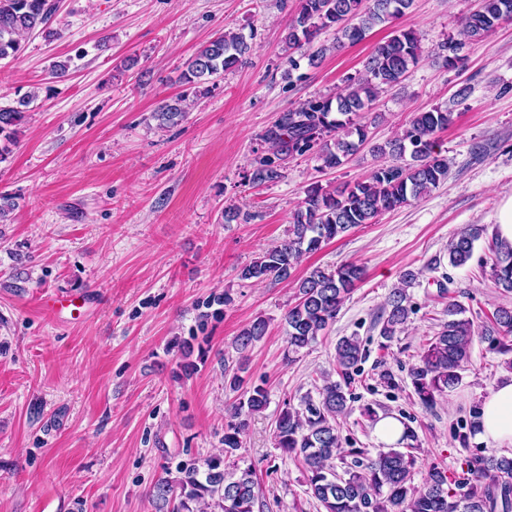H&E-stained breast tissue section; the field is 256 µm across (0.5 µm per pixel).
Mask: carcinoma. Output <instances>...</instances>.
<instances>
[{
	"mask_svg": "<svg viewBox=\"0 0 512 512\" xmlns=\"http://www.w3.org/2000/svg\"><path fill=\"white\" fill-rule=\"evenodd\" d=\"M413 0H299L295 18L288 25L284 44L288 49L311 45L325 30L336 31L332 48L339 50L366 37L374 26L405 15ZM55 11L49 0H0V60L18 56L23 40L46 25ZM512 20V0H481L480 8L466 16L462 34L470 40L482 39L497 26ZM464 42L453 36L441 45L444 61L452 66L463 63L460 52ZM250 45L238 33L222 34L201 46L186 62L181 80L186 83L214 82L224 72L237 67L249 53ZM421 59L420 40L411 29H400L377 44L368 57L364 71L346 78L343 92L309 100L283 113L263 138L271 154L261 157L252 173L255 182H274L281 177L282 162L314 152L319 169H333L355 154L367 141V125L361 114L369 109L378 94L402 82L409 69ZM182 94L165 101L156 117L174 125L183 118ZM33 96L17 105L0 108V162L9 154L8 144L16 139V127L26 119ZM453 122V113L440 107L413 115L401 136L372 146L375 157L389 155L404 164L385 161L377 164L363 181L345 183L331 189L311 186L294 212L288 238L268 249L242 267L239 278L255 282L288 279L290 269L307 253L362 225L373 224L384 212L405 206L437 188L448 178V158L435 151V135ZM410 161H405V157ZM482 229L461 232L448 248L450 265L459 267L474 254V242ZM489 258L480 259L490 266V277L505 294H512V243L498 237L489 245ZM364 268L343 263L335 268H313L299 281L297 301L283 316L288 347L297 352L314 342L336 321V316ZM416 280L408 270L402 276L403 287L388 298L378 317L381 347H389L413 313L407 287ZM465 307L448 298L444 314L448 320L427 340L418 363L408 371L410 383L420 404L433 408L436 398L454 389L470 362L474 336L496 345L498 352L512 355V306L500 305L493 323L475 333L473 322L463 317ZM267 321L258 318L244 328L235 341L240 365L248 352L266 335ZM366 356L358 336H344L336 343L339 380L327 381L319 389V400L301 398L303 408L285 407L275 420V447L299 462L306 474L308 492L325 512H512V457L472 454L465 468L449 471L442 463L429 466L422 485L414 484L419 457L417 437L408 425L402 437L374 458L365 448L342 447L336 418L345 414L348 391L358 364ZM269 402L265 384L252 385L234 408L236 422L224 430V456L204 459L203 468L187 467L179 477H162L154 487L157 500L173 504L172 512H190L191 504L210 499L220 512H255L259 503L258 483L251 467L226 461L243 447L248 418L263 412ZM344 463L343 473L336 471L335 460Z\"/></svg>",
	"mask_w": 512,
	"mask_h": 512,
	"instance_id": "cac0c4a2",
	"label": "carcinoma"
}]
</instances>
